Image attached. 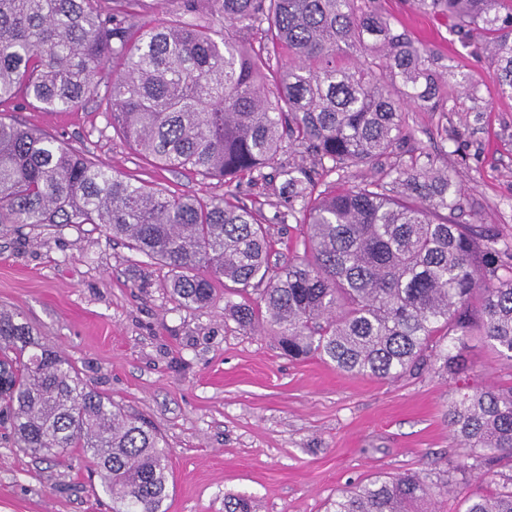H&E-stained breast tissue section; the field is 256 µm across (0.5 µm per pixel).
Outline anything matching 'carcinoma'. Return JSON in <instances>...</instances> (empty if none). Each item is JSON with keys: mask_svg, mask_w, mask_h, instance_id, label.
<instances>
[{"mask_svg": "<svg viewBox=\"0 0 512 512\" xmlns=\"http://www.w3.org/2000/svg\"><path fill=\"white\" fill-rule=\"evenodd\" d=\"M0 0V102L70 112L98 99L112 129L170 169L226 184L254 180L283 139L319 169L288 167V215L302 252L271 262L256 213L224 198L176 195L133 182L38 130L0 119V224H98L130 250L168 268L179 303L205 307L216 282L245 328L276 337L284 354L317 356L380 380L421 365L459 372L448 337L479 332L512 361V237L460 221L456 173L405 149L404 103L439 106L436 58L369 0H181L184 15L211 24H142L141 0ZM450 31L486 54L496 94L512 97V12L500 0H419ZM257 28L259 48L227 29ZM288 49L296 61L273 70ZM271 77L275 92L265 89ZM370 180L317 191L316 177ZM0 425L35 455L76 450L95 466L112 512H165L172 483L161 435L143 418L87 386L74 364L41 343L19 311L0 308ZM463 462L511 475L464 512H512V387L465 394L448 408ZM419 473L378 476L342 492L327 512H437ZM224 512H252L224 497Z\"/></svg>", "mask_w": 512, "mask_h": 512, "instance_id": "obj_1", "label": "carcinoma"}]
</instances>
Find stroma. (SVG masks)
I'll return each instance as SVG.
<instances>
[{
    "label": "stroma",
    "mask_w": 512,
    "mask_h": 512,
    "mask_svg": "<svg viewBox=\"0 0 512 512\" xmlns=\"http://www.w3.org/2000/svg\"><path fill=\"white\" fill-rule=\"evenodd\" d=\"M374 5L454 70L443 79L451 111L406 107L411 147L456 170L465 214L512 233V98L496 96L487 58L464 48L446 19L415 0ZM458 72L479 87L478 99L457 85ZM0 113L131 180L252 208L275 242L273 261H285L299 235L281 172L316 163L298 150L282 147L264 178L227 186L158 166L117 136L93 102L72 112L7 102ZM165 275L94 224L0 225V307L22 312L89 386L161 432L174 480L167 512H224L228 493L251 497L255 512H326L343 490L375 476L436 473L463 455L445 418L449 404L479 388L512 386V362L477 336L465 341L460 374L425 369L379 380L339 372L316 357L293 360L264 329L235 321L227 291L209 307H186L162 288ZM500 483L479 471L455 472L437 512H462L466 498ZM111 507L81 456H35L0 429V512Z\"/></svg>",
    "instance_id": "stroma-1"
}]
</instances>
